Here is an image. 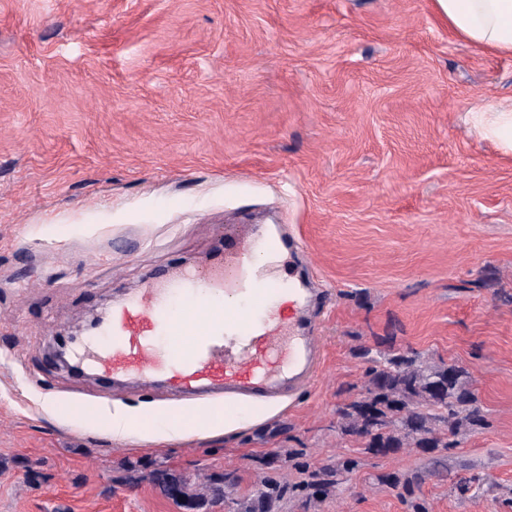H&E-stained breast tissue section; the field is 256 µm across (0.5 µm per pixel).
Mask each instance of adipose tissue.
<instances>
[{"label": "adipose tissue", "mask_w": 512, "mask_h": 512, "mask_svg": "<svg viewBox=\"0 0 512 512\" xmlns=\"http://www.w3.org/2000/svg\"><path fill=\"white\" fill-rule=\"evenodd\" d=\"M437 14L449 30L473 46L499 55H512V0H433ZM468 121L475 133L492 141L506 155H512V103L470 112ZM279 411L265 400L252 401L241 409L207 414L205 408H170L160 412L153 425L139 426L135 413L116 403L100 410L114 438L142 441H173L205 428L207 422H223L232 433L268 420Z\"/></svg>", "instance_id": "1"}]
</instances>
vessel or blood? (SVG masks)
Masks as SVG:
<instances>
[{
	"mask_svg": "<svg viewBox=\"0 0 512 512\" xmlns=\"http://www.w3.org/2000/svg\"><path fill=\"white\" fill-rule=\"evenodd\" d=\"M283 245L274 235L236 240L213 273L184 272L116 302L99 339L87 342L88 368L108 379L162 378L184 397L214 384L229 396H273L309 384L320 356L316 336L294 315L305 301L302 289L282 279L255 282L236 273L256 247L274 255ZM229 289L241 293L250 310L245 326H238L237 313L224 310ZM199 310L208 312V324L183 343L173 321L192 319Z\"/></svg>",
	"mask_w": 512,
	"mask_h": 512,
	"instance_id": "obj_1",
	"label": "vessel or blood"
}]
</instances>
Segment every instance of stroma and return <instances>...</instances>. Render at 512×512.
<instances>
[{"label": "stroma", "mask_w": 512, "mask_h": 512, "mask_svg": "<svg viewBox=\"0 0 512 512\" xmlns=\"http://www.w3.org/2000/svg\"><path fill=\"white\" fill-rule=\"evenodd\" d=\"M510 98L512 56L432 0H0V512H178L131 463L235 472L208 512L271 471L282 512H512V157L464 120ZM267 225L312 290L314 384L232 434L136 446L71 422L177 399L69 371L55 336ZM389 349L466 369L486 425L363 453L336 410ZM345 457L335 492L304 491Z\"/></svg>", "instance_id": "35a3bbf8"}]
</instances>
